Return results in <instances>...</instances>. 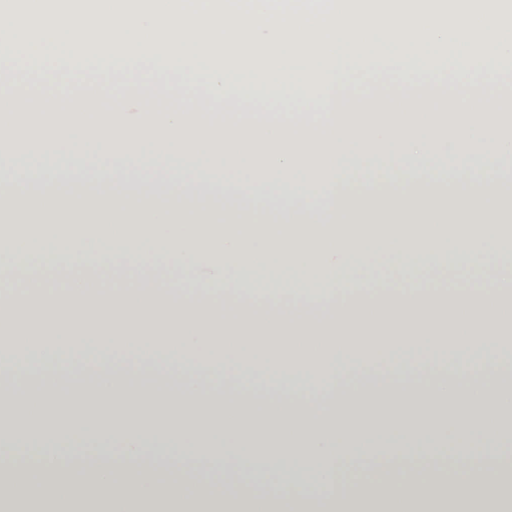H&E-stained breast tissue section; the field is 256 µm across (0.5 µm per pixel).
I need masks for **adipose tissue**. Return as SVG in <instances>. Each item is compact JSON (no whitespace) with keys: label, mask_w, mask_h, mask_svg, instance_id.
I'll list each match as a JSON object with an SVG mask.
<instances>
[{"label":"adipose tissue","mask_w":512,"mask_h":512,"mask_svg":"<svg viewBox=\"0 0 512 512\" xmlns=\"http://www.w3.org/2000/svg\"><path fill=\"white\" fill-rule=\"evenodd\" d=\"M95 145L111 167L86 174H0V334L14 358L60 359L105 352L114 365L161 363L184 370L197 358L233 366L239 399L198 393L160 395L122 386L87 396L33 393L0 397V512H512V478L500 465L503 424L512 418V384H471L490 369L512 324V265L494 281L413 286L414 269L442 260L486 262L512 249V186L470 166L439 174L427 164L430 140L394 142L411 167L355 178V153L378 142L292 144L237 139L149 138L164 166L131 176L130 138ZM208 150L246 164L245 185L185 179L183 156ZM306 157L315 197L272 188L274 175ZM382 254L403 278L391 288H351V269ZM159 259V283L130 286L131 258ZM99 259L114 271L108 288L76 282L17 285L12 269ZM208 270L206 287L184 275ZM275 274L252 288L247 271ZM395 376L386 391L341 384L370 354ZM451 355L452 380L417 387L431 359ZM316 381L331 405L318 423L292 404V377ZM265 384L279 406L261 413L242 395ZM481 443L486 462L469 471L472 492H443L435 468H410L423 448ZM104 446L112 460L62 471L63 450ZM38 448L37 467L22 466ZM219 462L212 483L189 460ZM399 465L349 488L258 499L242 494L246 475L285 478L308 467L335 472L345 461Z\"/></svg>","instance_id":"adipose-tissue-1"}]
</instances>
